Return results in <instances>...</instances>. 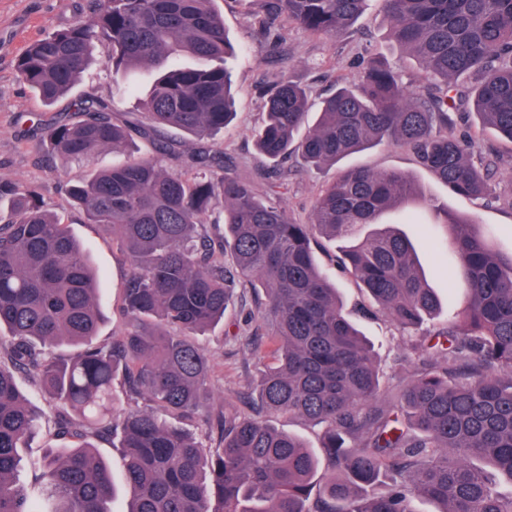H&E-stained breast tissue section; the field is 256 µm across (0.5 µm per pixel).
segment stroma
I'll return each instance as SVG.
<instances>
[{"label":"stroma","mask_w":512,"mask_h":512,"mask_svg":"<svg viewBox=\"0 0 512 512\" xmlns=\"http://www.w3.org/2000/svg\"><path fill=\"white\" fill-rule=\"evenodd\" d=\"M215 7L223 14L224 25L239 52L228 62L235 85L236 116L228 126L214 134L213 141L237 164L242 176L255 177L261 164L253 148V135L262 113L257 88L274 80L282 71H289L295 80L306 85L314 102L329 92L327 74L348 79L355 77L370 51L385 56L399 67L407 86L416 87L421 81L422 72L416 62L389 41L388 22L379 0H369L354 33L329 41L290 25L285 29L283 44L277 49L270 47L259 34L250 16L249 0H215ZM92 8V0H0V181L20 182L34 189L45 207L68 224L71 233L87 247L100 275L103 322L99 336L104 339L118 328L128 264L110 236L98 225L86 223L69 198L66 183L79 179L87 167L121 163L148 153L150 146L145 140L138 139L123 152L98 153L87 165L65 163L48 155L33 125L42 114L71 118V100L66 97L54 106H42L20 81L16 71L17 60L30 42L75 21L89 20ZM107 53L105 46L96 45L95 55L99 63L86 72L74 89L75 95L111 100L117 121L144 120L141 91L149 83L148 75L138 76V92L124 91L122 82L114 79L101 65ZM452 132L457 136L472 135L476 157L492 161L490 178L496 187V198L472 201L457 196L434 174L420 167L406 149L380 145L313 173L289 167L288 192L283 207L293 220L305 223L310 218L319 189L341 172L357 167L398 170L409 174L424 196L437 199L451 211L473 215L484 229L492 232L500 247H512V143L481 131L472 116L464 111L456 115ZM384 221L399 227L413 243L429 283L442 301L437 322L445 324L461 297L445 251L433 245L434 238L445 237V226L438 224L435 214L428 210L420 211L419 221L415 224L403 223L398 213L385 215ZM319 263L340 289L351 319L371 340L386 377L390 382H397L404 374L401 359L406 337L388 319L362 311L361 306L367 298L349 275L341 272L327 257H320ZM253 306V299H246L242 308L229 313L226 322L208 329L196 339L210 356L211 378L206 396L213 405L239 402L259 369L271 360V346L266 337L254 335V326L247 320ZM16 381L19 389L31 397L44 414L43 430L30 440L28 448L21 451L18 477L21 483L31 488L41 476L46 450L59 447L60 442L51 433L53 422L47 399L24 375H17Z\"/></svg>","instance_id":"stroma-1"}]
</instances>
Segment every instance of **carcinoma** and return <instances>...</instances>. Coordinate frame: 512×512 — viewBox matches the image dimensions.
<instances>
[{
    "label": "carcinoma",
    "instance_id": "cac0c4a2",
    "mask_svg": "<svg viewBox=\"0 0 512 512\" xmlns=\"http://www.w3.org/2000/svg\"><path fill=\"white\" fill-rule=\"evenodd\" d=\"M94 2L90 21L31 42L18 76L52 106L105 44L113 78L151 74L150 124L131 129L113 120L110 102L79 98L81 119L40 124L49 151L79 163L157 129L201 147L180 170L168 166L174 147L159 143L68 185L87 222L128 259L122 329L106 342L96 341L102 318L88 252L33 189L0 183V512H112V472L93 444L108 435L125 460V512H414L417 498L438 512H512V494L474 465L512 481V250L496 249L474 219L445 216L464 296L445 326L425 332L440 300L411 241L381 223L398 207H436L408 174L347 170L320 190L306 224L280 204L288 158L320 170L381 144L408 148L459 196H492L490 164L475 163L474 143L448 127L466 99L481 130L512 143V0H380L392 40L418 59L424 82L408 92L401 73L370 54L356 79L325 75L331 91L303 135L307 88L288 75L262 87L263 195L205 146L232 115L224 61L233 49L214 0ZM252 2L275 49L282 20L334 37L368 0ZM366 224L376 229L341 247L337 263L409 337L407 375L389 390L315 252ZM240 288L257 295L255 322L269 330L273 362L248 395L254 411L226 403L210 412L217 442L205 443L182 426L204 407L210 378L194 337L224 320ZM64 343L74 352L62 359L53 349ZM18 372L56 404L54 436L67 442L47 451L34 493L17 472L39 412ZM119 374L145 408L116 411ZM280 414L317 427L319 451L269 423ZM323 461L330 477L319 487Z\"/></svg>",
    "mask_w": 512,
    "mask_h": 512
}]
</instances>
